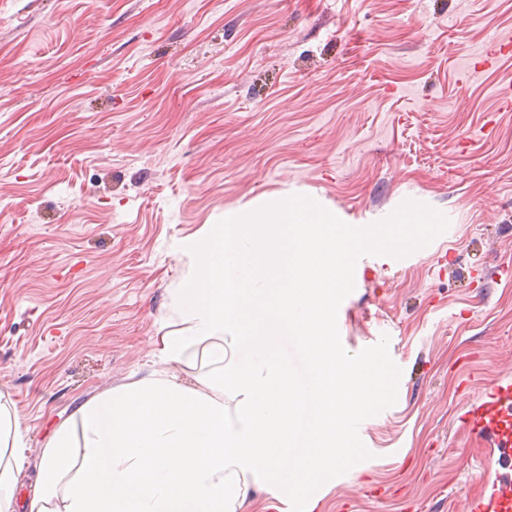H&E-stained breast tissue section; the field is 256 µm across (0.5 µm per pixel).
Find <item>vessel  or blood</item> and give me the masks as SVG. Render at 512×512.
Segmentation results:
<instances>
[{
  "instance_id": "1",
  "label": "vessel or blood",
  "mask_w": 512,
  "mask_h": 512,
  "mask_svg": "<svg viewBox=\"0 0 512 512\" xmlns=\"http://www.w3.org/2000/svg\"><path fill=\"white\" fill-rule=\"evenodd\" d=\"M459 420L499 456L511 457L512 382L488 378L482 398L467 405ZM468 512H512V478L487 477L483 493L471 500Z\"/></svg>"
}]
</instances>
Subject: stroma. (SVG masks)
<instances>
[{
    "label": "stroma",
    "instance_id": "1",
    "mask_svg": "<svg viewBox=\"0 0 512 512\" xmlns=\"http://www.w3.org/2000/svg\"><path fill=\"white\" fill-rule=\"evenodd\" d=\"M512 0H0V392L40 450L156 368L185 240L310 198L433 217L351 260L336 346L381 397L319 512H465L507 472L457 417L512 381Z\"/></svg>",
    "mask_w": 512,
    "mask_h": 512
}]
</instances>
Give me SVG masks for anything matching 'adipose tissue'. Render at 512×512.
Returning a JSON list of instances; mask_svg holds the SVG:
<instances>
[{
	"label": "adipose tissue",
	"instance_id": "ef3b65f1",
	"mask_svg": "<svg viewBox=\"0 0 512 512\" xmlns=\"http://www.w3.org/2000/svg\"><path fill=\"white\" fill-rule=\"evenodd\" d=\"M431 217L335 223L309 199L228 211L186 242L187 278L173 289L170 331L151 341L158 369L81 405L42 448L28 512H299L289 487L313 493L360 449L349 425L380 396L373 364L334 341L349 260L371 245L424 240ZM292 337L307 361L293 372ZM26 442L0 402V512H15Z\"/></svg>",
	"mask_w": 512,
	"mask_h": 512
}]
</instances>
